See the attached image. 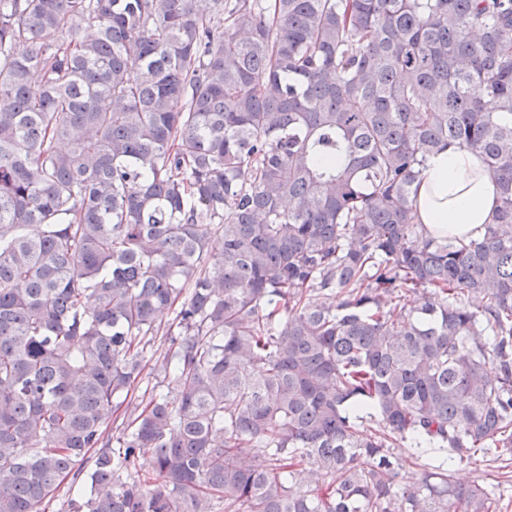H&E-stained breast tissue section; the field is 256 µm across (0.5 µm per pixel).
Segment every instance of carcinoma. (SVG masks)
I'll return each instance as SVG.
<instances>
[{
	"instance_id": "1",
	"label": "carcinoma",
	"mask_w": 512,
	"mask_h": 512,
	"mask_svg": "<svg viewBox=\"0 0 512 512\" xmlns=\"http://www.w3.org/2000/svg\"><path fill=\"white\" fill-rule=\"evenodd\" d=\"M452 142L500 191L460 247L413 221ZM487 457L512 0H0V512H499ZM500 463L497 462H480L461 466L456 471V477L461 483H479L489 489H493L497 494H501L503 509L501 512H512V482L498 486L499 479L498 469Z\"/></svg>"
}]
</instances>
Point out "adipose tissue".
<instances>
[{
	"instance_id": "1",
	"label": "adipose tissue",
	"mask_w": 512,
	"mask_h": 512,
	"mask_svg": "<svg viewBox=\"0 0 512 512\" xmlns=\"http://www.w3.org/2000/svg\"><path fill=\"white\" fill-rule=\"evenodd\" d=\"M498 202L497 183L482 158L447 144L427 158L417 184L414 221L428 238L466 243L482 238Z\"/></svg>"
}]
</instances>
